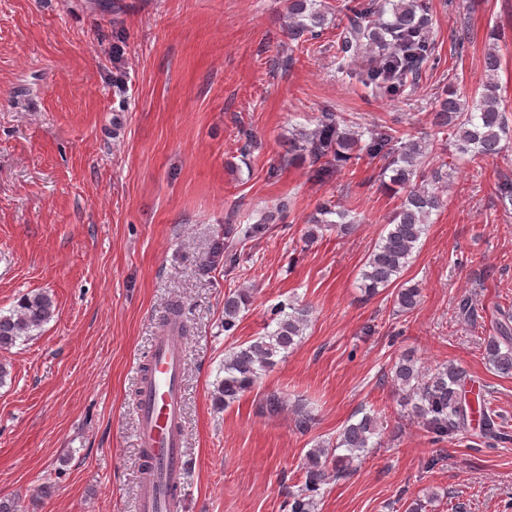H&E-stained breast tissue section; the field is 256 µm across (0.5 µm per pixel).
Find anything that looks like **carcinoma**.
Masks as SVG:
<instances>
[{
  "mask_svg": "<svg viewBox=\"0 0 512 512\" xmlns=\"http://www.w3.org/2000/svg\"><path fill=\"white\" fill-rule=\"evenodd\" d=\"M330 10L325 0H288L290 37L298 40L305 35H318ZM349 12L341 39L343 56L352 59L370 47L379 52L380 60L365 70L364 86L379 97L390 90L415 89L416 80L432 59L434 45L426 0H355ZM501 62L498 51L490 48L484 58L488 81L479 97L463 100L447 90L430 113L432 124L450 130L452 146L462 156L498 154L502 139L512 130L495 82ZM432 152L433 144L422 138L397 136L388 126L361 131L352 121L328 111L320 113L314 129H301L289 141L288 160L308 166L316 177L365 158L377 159L382 162V185L401 194L399 207L360 271L361 287L367 296L390 287L401 277L426 234L430 215L441 206L440 197L428 185L448 179V172L440 166L425 175L426 159ZM331 215L336 220L329 219ZM310 223H334L343 233L351 230L353 221L348 219V211L325 205ZM249 297V290L241 289L224 298V330L236 325ZM420 301L421 289L416 285L398 289L395 296V304L405 313L415 309ZM55 310V302L45 291L23 295L16 310L0 315V349L29 337L50 321ZM275 316L274 331L224 358V378L216 389L217 400L223 406H230L252 389L260 376L277 364L276 357L287 354L303 336L308 324L306 308L280 306ZM484 354L497 372L512 374V318L506 316L498 322L496 335L485 342ZM466 378V372L453 363L431 370L414 359L403 358L393 368V380L403 391L404 405L438 437L469 431V418L475 415L480 437L493 441L511 439L512 432L492 407L488 394L479 392L474 402H468ZM377 434L376 417L366 413L360 420L343 426L334 448L316 444L306 457L302 485L288 496L287 512H312L321 487L348 476L354 460L375 447L373 438ZM339 448L344 449L341 455L335 454Z\"/></svg>",
  "mask_w": 512,
  "mask_h": 512,
  "instance_id": "obj_1",
  "label": "carcinoma"
}]
</instances>
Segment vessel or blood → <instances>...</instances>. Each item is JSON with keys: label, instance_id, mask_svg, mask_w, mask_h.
I'll return each mask as SVG.
<instances>
[{"label": "vessel or blood", "instance_id": "vessel-or-blood-1", "mask_svg": "<svg viewBox=\"0 0 512 512\" xmlns=\"http://www.w3.org/2000/svg\"><path fill=\"white\" fill-rule=\"evenodd\" d=\"M184 357L181 325L168 323L158 332L141 375L138 436L147 461L140 470L136 512H169L174 496L184 491Z\"/></svg>", "mask_w": 512, "mask_h": 512}]
</instances>
